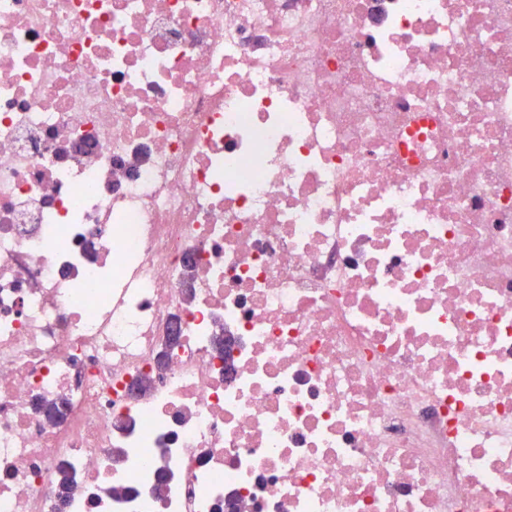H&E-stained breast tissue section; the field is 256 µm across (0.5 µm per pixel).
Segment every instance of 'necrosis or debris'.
I'll list each match as a JSON object with an SVG mask.
<instances>
[{"label": "necrosis or debris", "mask_w": 512, "mask_h": 512, "mask_svg": "<svg viewBox=\"0 0 512 512\" xmlns=\"http://www.w3.org/2000/svg\"><path fill=\"white\" fill-rule=\"evenodd\" d=\"M64 465L512 512V0H0V512Z\"/></svg>", "instance_id": "obj_1"}]
</instances>
